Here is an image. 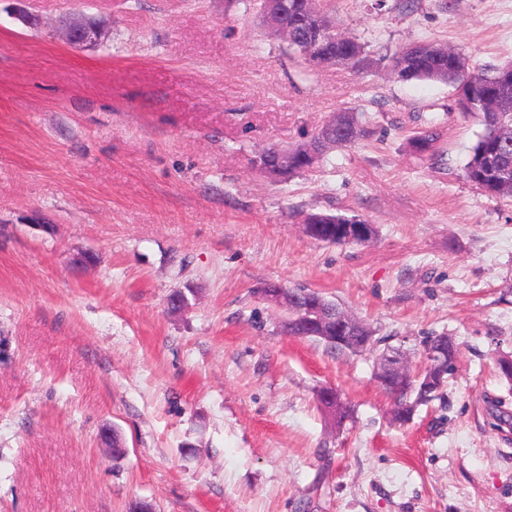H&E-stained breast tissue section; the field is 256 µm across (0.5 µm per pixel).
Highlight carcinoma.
Instances as JSON below:
<instances>
[{
  "instance_id": "cac0c4a2",
  "label": "carcinoma",
  "mask_w": 512,
  "mask_h": 512,
  "mask_svg": "<svg viewBox=\"0 0 512 512\" xmlns=\"http://www.w3.org/2000/svg\"><path fill=\"white\" fill-rule=\"evenodd\" d=\"M288 24L295 30L288 41V49L298 54L303 64L310 68L316 61L334 60L348 64L362 73L369 71L373 61L369 52L357 38L341 33L335 37L327 34L334 26L333 19L322 12L316 0H288ZM391 73L400 81H437L455 89V98L448 111L472 116L483 130L470 147L463 167L464 176L484 192L499 198L512 199V176L503 179L506 171L512 173V141L504 138L512 130V63L476 68L469 65L466 57L454 48L448 55L437 60L429 55L424 43L410 44L391 57ZM348 120L355 126L353 137L329 135L325 128L315 131L311 138L323 141L318 156L310 158L304 144L292 147L294 156L288 174L314 168L337 147L348 146L368 133L363 114L354 108L345 109ZM440 133L430 124L411 138L414 153L438 161ZM303 223L319 224L321 229L309 232L315 240L332 245H345L337 237L336 229L344 224H365L367 220L354 214H329L310 212ZM445 382H440L431 392L419 391L402 402L406 419H411L416 408L444 398Z\"/></svg>"
}]
</instances>
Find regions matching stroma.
Listing matches in <instances>:
<instances>
[{"label": "stroma", "mask_w": 512, "mask_h": 512, "mask_svg": "<svg viewBox=\"0 0 512 512\" xmlns=\"http://www.w3.org/2000/svg\"><path fill=\"white\" fill-rule=\"evenodd\" d=\"M15 7L0 0V512H512L495 419L512 413V200L466 180L482 127L447 113L452 87L385 62L303 71L249 0H26L37 29ZM321 8L376 56L427 41L512 61V0ZM74 12L110 45L66 44ZM347 107L369 136L283 182L255 166ZM424 118L437 164L408 144ZM309 211L376 235L316 241ZM270 283L319 292L414 366L452 337L444 401L393 424L375 354L286 335ZM303 224H305L306 231H309L313 224H322L314 225L322 226L321 230L311 231L307 234L315 240L332 245H361L356 242H346L337 237L336 228L341 227L343 224H348L347 232L349 239L361 243L371 240L375 233L374 226L356 214L348 216L346 214L310 212L305 215Z\"/></svg>", "instance_id": "35a3bbf8"}]
</instances>
